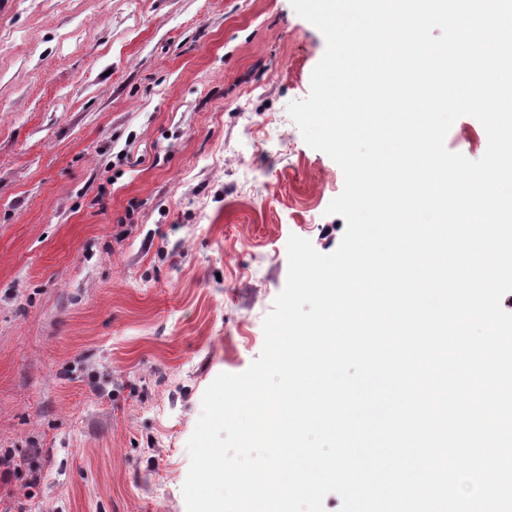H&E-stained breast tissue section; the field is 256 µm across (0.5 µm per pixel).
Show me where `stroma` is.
<instances>
[{"label":"stroma","mask_w":512,"mask_h":512,"mask_svg":"<svg viewBox=\"0 0 512 512\" xmlns=\"http://www.w3.org/2000/svg\"><path fill=\"white\" fill-rule=\"evenodd\" d=\"M324 51L291 0H0V512H186L203 394L259 356L289 236L346 229L287 112Z\"/></svg>","instance_id":"1"}]
</instances>
